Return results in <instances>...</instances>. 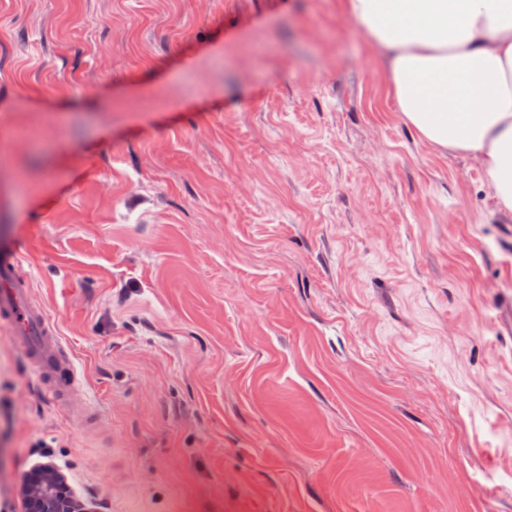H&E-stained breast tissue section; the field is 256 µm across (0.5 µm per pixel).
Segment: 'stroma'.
I'll list each match as a JSON object with an SVG mask.
<instances>
[{
  "mask_svg": "<svg viewBox=\"0 0 512 512\" xmlns=\"http://www.w3.org/2000/svg\"><path fill=\"white\" fill-rule=\"evenodd\" d=\"M510 224L337 0H0V247L101 413L0 334V512L48 461L92 512H512Z\"/></svg>",
  "mask_w": 512,
  "mask_h": 512,
  "instance_id": "obj_1",
  "label": "stroma"
}]
</instances>
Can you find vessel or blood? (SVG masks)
I'll list each match as a JSON object with an SVG mask.
<instances>
[{"instance_id":"obj_1","label":"vessel or blood","mask_w":512,"mask_h":512,"mask_svg":"<svg viewBox=\"0 0 512 512\" xmlns=\"http://www.w3.org/2000/svg\"><path fill=\"white\" fill-rule=\"evenodd\" d=\"M0 331L26 358L46 396L66 408L74 425L88 427L97 410L55 319L33 294V279L22 270L21 253L12 248L0 250Z\"/></svg>"}]
</instances>
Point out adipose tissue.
<instances>
[{"label": "adipose tissue", "mask_w": 512, "mask_h": 512, "mask_svg": "<svg viewBox=\"0 0 512 512\" xmlns=\"http://www.w3.org/2000/svg\"><path fill=\"white\" fill-rule=\"evenodd\" d=\"M383 56L405 121L476 154L512 210V0H339Z\"/></svg>", "instance_id": "obj_1"}]
</instances>
